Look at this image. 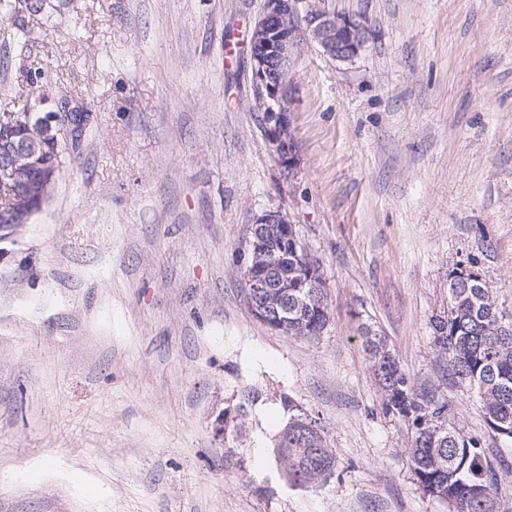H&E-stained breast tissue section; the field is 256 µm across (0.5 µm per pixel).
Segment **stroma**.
Returning a JSON list of instances; mask_svg holds the SVG:
<instances>
[{"mask_svg":"<svg viewBox=\"0 0 512 512\" xmlns=\"http://www.w3.org/2000/svg\"><path fill=\"white\" fill-rule=\"evenodd\" d=\"M56 3L32 30L39 110L73 94L92 131L0 239V512H448L414 484L365 319L508 462L512 499V439L433 345L455 269L512 310V0H322L370 37L351 63L292 55L290 183L249 108L264 0ZM279 206L323 265L316 339L246 302L249 226ZM285 396L336 460L312 487L274 453Z\"/></svg>","mask_w":512,"mask_h":512,"instance_id":"obj_1","label":"stroma"}]
</instances>
